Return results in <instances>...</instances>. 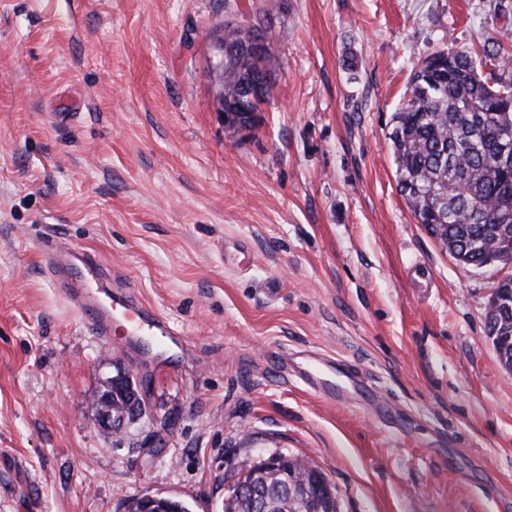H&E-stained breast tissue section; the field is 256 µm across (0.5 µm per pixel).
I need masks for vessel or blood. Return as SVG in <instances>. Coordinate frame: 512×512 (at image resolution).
<instances>
[{
	"instance_id": "b4317fda",
	"label": "vessel or blood",
	"mask_w": 512,
	"mask_h": 512,
	"mask_svg": "<svg viewBox=\"0 0 512 512\" xmlns=\"http://www.w3.org/2000/svg\"><path fill=\"white\" fill-rule=\"evenodd\" d=\"M43 259L53 281L67 289L94 335L108 336L114 328L121 327L130 339L146 346L154 356L169 358L176 336L169 322L130 294L105 289L104 283L111 280L112 274L93 254L69 253L52 245L45 249ZM296 373L311 391L329 401L342 404L359 400L376 416L388 413L364 376L344 361L311 352Z\"/></svg>"
}]
</instances>
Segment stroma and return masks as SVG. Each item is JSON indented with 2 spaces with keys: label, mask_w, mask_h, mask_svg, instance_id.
Wrapping results in <instances>:
<instances>
[{
  "label": "stroma",
  "mask_w": 512,
  "mask_h": 512,
  "mask_svg": "<svg viewBox=\"0 0 512 512\" xmlns=\"http://www.w3.org/2000/svg\"><path fill=\"white\" fill-rule=\"evenodd\" d=\"M268 0H0V512H222L259 457L317 465L342 512H512L502 265L457 262L397 189L389 134L447 41L512 52V0H280L273 97L216 110L212 35ZM95 254L181 334L167 367L93 335L43 267ZM357 365L391 423L292 361ZM126 372L143 408H92ZM499 293H503V294L507 293L510 296L508 301H509V303H512V278H510L509 280H503L501 282H498L494 286L493 292L491 293L489 300H488V304H487V308H486V327H487V334L492 339V343H493L494 347H495L496 340L498 338L497 334H499L501 332V329L503 328V323L500 325L499 328H497L499 325L501 316L495 310L489 309L488 306L490 305L491 298L495 294H499ZM491 303H494V299H492ZM495 349H496V347H495ZM496 351H497L498 357L500 359V362L503 364V366L506 369L511 370L512 341L508 340L504 344V347L499 350V352L497 349H496Z\"/></svg>",
  "instance_id": "obj_1"
}]
</instances>
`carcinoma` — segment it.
<instances>
[{
	"mask_svg": "<svg viewBox=\"0 0 512 512\" xmlns=\"http://www.w3.org/2000/svg\"><path fill=\"white\" fill-rule=\"evenodd\" d=\"M272 8L249 25L230 26L224 40V111L257 112L270 101L272 51L258 58L244 49L251 33H267ZM512 67V55L490 38L481 52L453 41L415 64L390 133L397 187L418 223L459 262L476 267L496 246L497 229L512 227V80L495 85L480 68ZM115 410L138 403L136 389L105 382L98 400ZM254 488L237 496L228 487L223 512H311L310 498L293 497L256 466L235 483Z\"/></svg>",
	"mask_w": 512,
	"mask_h": 512,
	"instance_id": "1",
	"label": "carcinoma"
}]
</instances>
